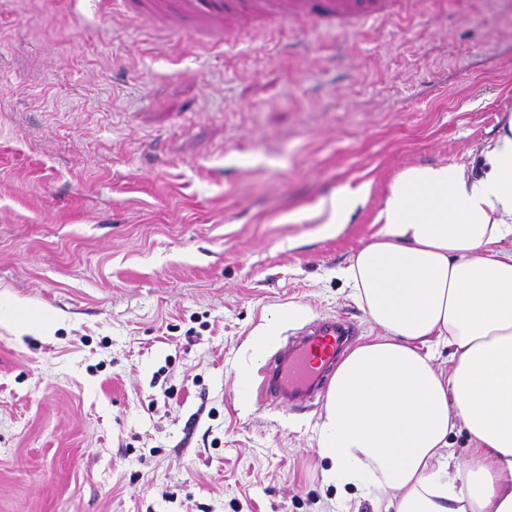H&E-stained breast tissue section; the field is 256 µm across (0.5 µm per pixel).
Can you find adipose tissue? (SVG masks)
<instances>
[{
	"label": "adipose tissue",
	"instance_id": "adipose-tissue-1",
	"mask_svg": "<svg viewBox=\"0 0 512 512\" xmlns=\"http://www.w3.org/2000/svg\"><path fill=\"white\" fill-rule=\"evenodd\" d=\"M381 217L341 271L376 334L328 386L324 478L398 492L395 512H512V117L471 165L401 170ZM459 422L463 462L448 441Z\"/></svg>",
	"mask_w": 512,
	"mask_h": 512
}]
</instances>
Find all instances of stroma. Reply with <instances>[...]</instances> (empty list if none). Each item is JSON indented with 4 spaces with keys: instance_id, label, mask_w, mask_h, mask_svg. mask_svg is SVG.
Segmentation results:
<instances>
[{
    "instance_id": "35a3bbf8",
    "label": "stroma",
    "mask_w": 512,
    "mask_h": 512,
    "mask_svg": "<svg viewBox=\"0 0 512 512\" xmlns=\"http://www.w3.org/2000/svg\"><path fill=\"white\" fill-rule=\"evenodd\" d=\"M140 2L0 0V300L54 326L0 321V512H374L323 479V398L259 408L249 339L372 335L339 272L397 173L468 164L512 113V0L215 48ZM356 201V196L352 192L336 194V197L330 200L328 218L321 230L327 234H339L344 229L348 214Z\"/></svg>"
}]
</instances>
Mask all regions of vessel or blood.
Segmentation results:
<instances>
[{"label":"vessel or blood","instance_id":"vessel-or-blood-1","mask_svg":"<svg viewBox=\"0 0 512 512\" xmlns=\"http://www.w3.org/2000/svg\"><path fill=\"white\" fill-rule=\"evenodd\" d=\"M161 7L171 10L179 24L205 28L217 37L224 29V0H163ZM390 7V0H373L365 16L359 17L349 13L346 0H266L261 11L266 18L283 24L315 12L340 24L361 27ZM354 332L352 322L331 319L287 333L261 370L263 402L292 405L317 392L335 360L337 347Z\"/></svg>","mask_w":512,"mask_h":512}]
</instances>
